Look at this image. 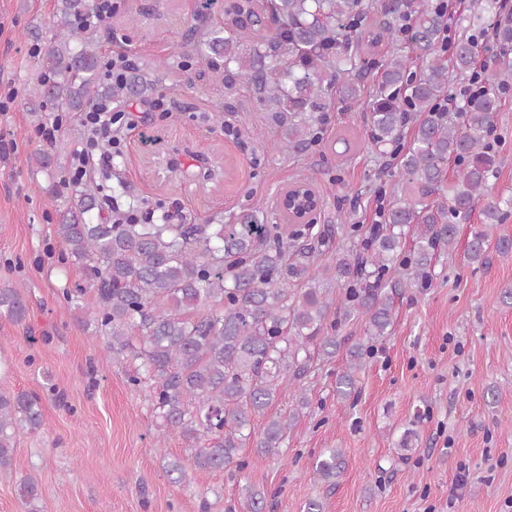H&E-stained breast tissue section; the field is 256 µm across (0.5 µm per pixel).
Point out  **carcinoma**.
<instances>
[{"instance_id":"carcinoma-1","label":"carcinoma","mask_w":512,"mask_h":512,"mask_svg":"<svg viewBox=\"0 0 512 512\" xmlns=\"http://www.w3.org/2000/svg\"><path fill=\"white\" fill-rule=\"evenodd\" d=\"M258 2L235 0L234 18L193 46L205 59H224L225 77L243 80L276 106L280 137L274 149L280 153L308 146L325 91L366 64L340 30L362 28L373 10L384 21L369 32L370 51L409 42L410 52H392L378 64L379 100L369 117L372 142L383 154L398 151L406 125L413 124L411 143L401 154L406 181L383 222L360 239L344 224H263L261 201L237 224L212 218L174 224L169 214L153 224L138 218L133 206L104 217L94 179L73 183L56 235L84 278L64 289L63 298L79 306L87 291L96 295L107 357L128 363V384L149 390L161 425L191 447L168 470L177 474L176 483L190 471L240 466L248 446L261 455L279 453L311 404L304 380L335 357L341 347L338 321L351 318L365 321L366 341L348 347L336 396L355 394L365 343L388 335L394 297L427 281L435 256L455 249L457 224L491 190L501 164L489 141L497 112L489 90L453 112L439 109L449 75L470 80L477 48V37L461 39L442 62L443 0H269L266 9ZM480 8L496 18V54H507L512 24L498 18L499 0H484ZM96 10L95 0H55L32 113L49 107L80 118L147 91L134 74L118 82L101 79L98 30L91 22ZM247 35L257 38L251 51L243 42ZM415 58L422 68L412 76ZM450 159L456 166L451 176ZM511 212L512 196L485 204L483 223L467 245L470 263H490L493 239L497 255L512 254V239L493 237ZM325 252L331 262L315 268ZM0 310L17 323L26 318L18 288L0 287ZM287 388L288 411L253 433L252 416L265 414ZM42 425L38 394L0 392L1 471L12 464L18 433ZM341 457L335 448L321 452L312 466L315 477L335 485ZM20 491L28 512H37L35 480L23 479Z\"/></svg>"}]
</instances>
